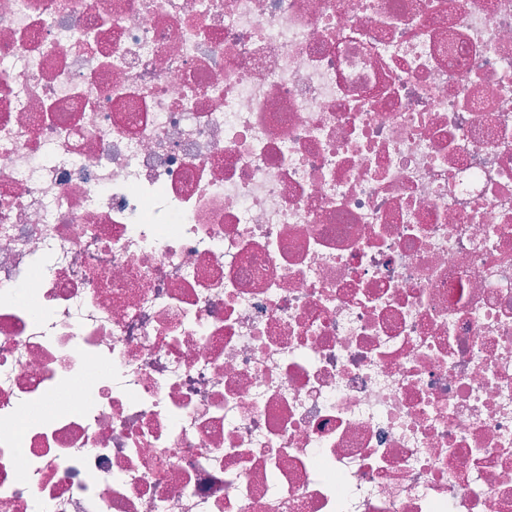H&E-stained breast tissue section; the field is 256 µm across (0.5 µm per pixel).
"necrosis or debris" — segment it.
Returning a JSON list of instances; mask_svg holds the SVG:
<instances>
[{
	"instance_id": "necrosis-or-debris-1",
	"label": "necrosis or debris",
	"mask_w": 512,
	"mask_h": 512,
	"mask_svg": "<svg viewBox=\"0 0 512 512\" xmlns=\"http://www.w3.org/2000/svg\"><path fill=\"white\" fill-rule=\"evenodd\" d=\"M0 512H512V0H0Z\"/></svg>"
}]
</instances>
